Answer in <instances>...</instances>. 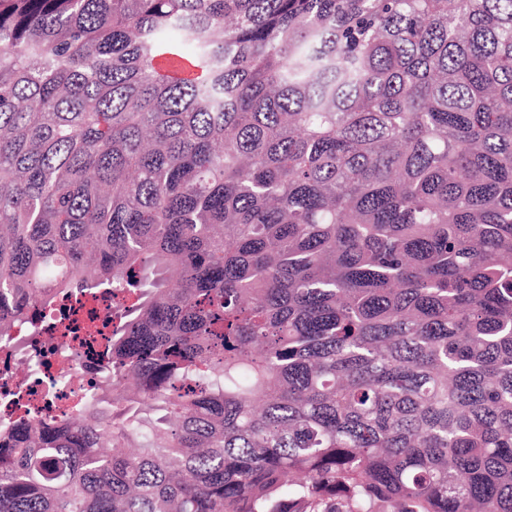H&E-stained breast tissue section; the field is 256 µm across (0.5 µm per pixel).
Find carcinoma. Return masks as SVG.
I'll return each mask as SVG.
<instances>
[{
  "label": "carcinoma",
  "instance_id": "cac0c4a2",
  "mask_svg": "<svg viewBox=\"0 0 512 512\" xmlns=\"http://www.w3.org/2000/svg\"><path fill=\"white\" fill-rule=\"evenodd\" d=\"M0 512H512V0H0ZM119 309L110 288L78 292L58 301L52 322L18 328L8 369L0 349V398L14 396L34 405L54 402L58 414L74 405L101 379L106 361L100 353L112 336V312Z\"/></svg>",
  "mask_w": 512,
  "mask_h": 512
}]
</instances>
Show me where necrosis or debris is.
<instances>
[{"mask_svg":"<svg viewBox=\"0 0 512 512\" xmlns=\"http://www.w3.org/2000/svg\"><path fill=\"white\" fill-rule=\"evenodd\" d=\"M120 304L111 289L79 292L56 304L52 319L18 328L8 365L0 364V398L55 403L65 410L99 382L112 314Z\"/></svg>","mask_w":512,"mask_h":512,"instance_id":"1","label":"necrosis or debris"}]
</instances>
